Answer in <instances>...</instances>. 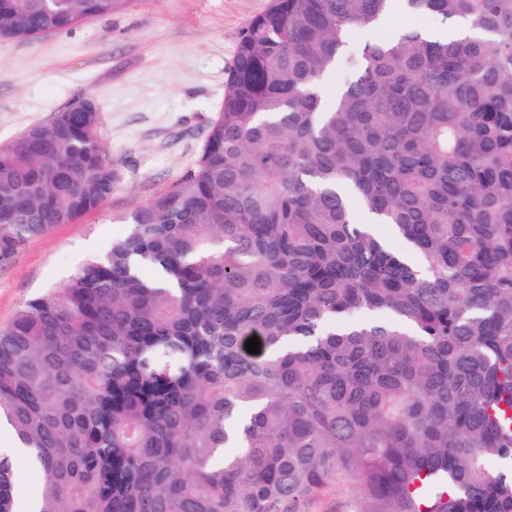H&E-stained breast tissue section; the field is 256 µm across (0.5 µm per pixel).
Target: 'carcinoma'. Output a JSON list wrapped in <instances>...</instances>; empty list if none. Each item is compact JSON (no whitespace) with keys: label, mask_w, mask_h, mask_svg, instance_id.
I'll return each mask as SVG.
<instances>
[{"label":"carcinoma","mask_w":512,"mask_h":512,"mask_svg":"<svg viewBox=\"0 0 512 512\" xmlns=\"http://www.w3.org/2000/svg\"><path fill=\"white\" fill-rule=\"evenodd\" d=\"M396 1L479 35L366 41L326 103ZM115 4L0 0V39ZM82 104L0 147V265L112 196ZM127 221L0 328L36 512H303L336 483L354 512H512V0H271L196 168Z\"/></svg>","instance_id":"cac0c4a2"}]
</instances>
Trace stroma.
I'll use <instances>...</instances> for the list:
<instances>
[{"label": "stroma", "mask_w": 512, "mask_h": 512, "mask_svg": "<svg viewBox=\"0 0 512 512\" xmlns=\"http://www.w3.org/2000/svg\"><path fill=\"white\" fill-rule=\"evenodd\" d=\"M270 0H126L32 42L0 41V147L81 99L95 101L112 166V196L55 226L0 266V325L38 293L122 237L126 218L194 169L241 32Z\"/></svg>", "instance_id": "obj_1"}]
</instances>
